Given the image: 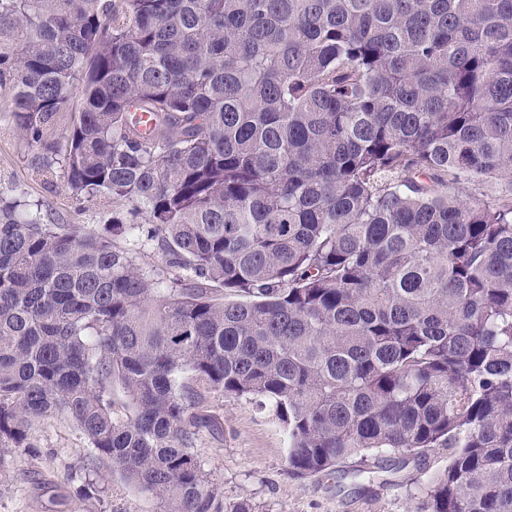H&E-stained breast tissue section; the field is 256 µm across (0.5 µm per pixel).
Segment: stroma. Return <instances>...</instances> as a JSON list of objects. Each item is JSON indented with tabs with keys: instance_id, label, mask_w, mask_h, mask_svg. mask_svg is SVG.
I'll list each match as a JSON object with an SVG mask.
<instances>
[{
	"instance_id": "stroma-1",
	"label": "stroma",
	"mask_w": 512,
	"mask_h": 512,
	"mask_svg": "<svg viewBox=\"0 0 512 512\" xmlns=\"http://www.w3.org/2000/svg\"><path fill=\"white\" fill-rule=\"evenodd\" d=\"M12 120L0 116V198L24 194L51 224H81L100 232L111 204L74 196L62 177L34 168ZM212 428L200 431L193 451L221 485L225 503L246 501L255 512H424L425 490L448 463V451L431 448L401 459L351 460L329 475L296 478L288 473V439L268 410L249 399L208 396ZM31 447L0 454V512H156L121 473L104 465L103 490L82 493L90 453L72 421L51 415L32 423Z\"/></svg>"
}]
</instances>
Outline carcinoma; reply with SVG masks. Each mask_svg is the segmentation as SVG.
I'll return each instance as SVG.
<instances>
[{
  "mask_svg": "<svg viewBox=\"0 0 512 512\" xmlns=\"http://www.w3.org/2000/svg\"><path fill=\"white\" fill-rule=\"evenodd\" d=\"M0 98L112 201L98 233L0 203V452L60 413L90 472L224 512L220 391L294 477L446 448L426 512H512V196L462 192L512 174V0H0ZM120 243L128 249H132L133 253L137 256V262L140 266L161 265L162 255L157 249L156 243L147 240L145 236L130 241L123 240Z\"/></svg>",
  "mask_w": 512,
  "mask_h": 512,
  "instance_id": "carcinoma-1",
  "label": "carcinoma"
}]
</instances>
